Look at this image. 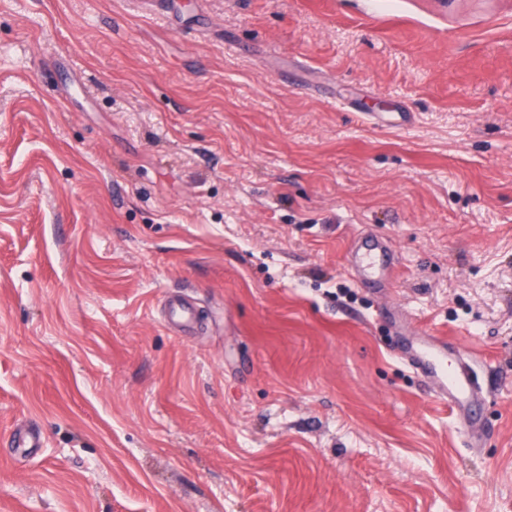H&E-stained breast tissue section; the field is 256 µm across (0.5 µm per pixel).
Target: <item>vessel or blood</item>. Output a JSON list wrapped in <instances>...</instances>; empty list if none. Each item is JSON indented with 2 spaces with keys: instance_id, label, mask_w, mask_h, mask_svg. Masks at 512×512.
<instances>
[{
  "instance_id": "b4317fda",
  "label": "vessel or blood",
  "mask_w": 512,
  "mask_h": 512,
  "mask_svg": "<svg viewBox=\"0 0 512 512\" xmlns=\"http://www.w3.org/2000/svg\"><path fill=\"white\" fill-rule=\"evenodd\" d=\"M394 251L373 235L355 240L349 251L348 267L356 280L368 290L379 293L392 285ZM195 310L184 298H172L166 321L182 331L195 324ZM397 347L404 362L430 382L434 398L448 405L465 421L475 418L474 409L483 398L470 357L450 359L452 349L446 337L415 336L397 326Z\"/></svg>"
}]
</instances>
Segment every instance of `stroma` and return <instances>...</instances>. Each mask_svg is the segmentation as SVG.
Listing matches in <instances>:
<instances>
[{"label":"stroma","mask_w":512,"mask_h":512,"mask_svg":"<svg viewBox=\"0 0 512 512\" xmlns=\"http://www.w3.org/2000/svg\"><path fill=\"white\" fill-rule=\"evenodd\" d=\"M0 512H512V0H0ZM394 260V250L388 243L367 235L353 242L348 267L361 286L381 293L392 285ZM195 310L182 297H174L168 305L166 322L177 326L183 332L189 331L195 324ZM397 347L401 358L424 380L432 384L434 398L462 417L469 428L476 420L474 409L484 398L479 391L472 359H449L453 346L443 336H414L395 321Z\"/></svg>","instance_id":"obj_1"}]
</instances>
